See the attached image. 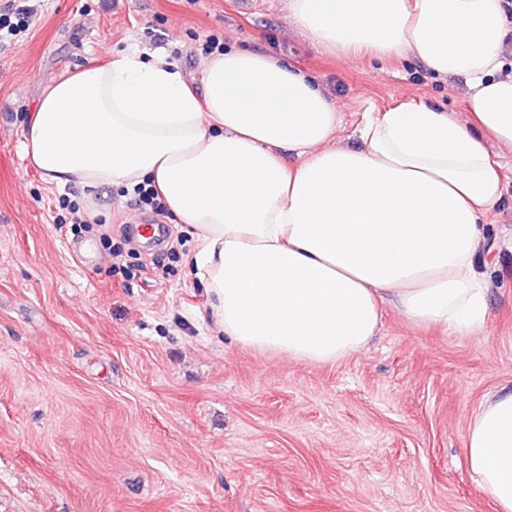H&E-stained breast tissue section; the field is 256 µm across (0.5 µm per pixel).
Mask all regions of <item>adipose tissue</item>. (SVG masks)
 I'll use <instances>...</instances> for the list:
<instances>
[{
	"label": "adipose tissue",
	"mask_w": 512,
	"mask_h": 512,
	"mask_svg": "<svg viewBox=\"0 0 512 512\" xmlns=\"http://www.w3.org/2000/svg\"><path fill=\"white\" fill-rule=\"evenodd\" d=\"M288 13L328 53L465 78L466 122L404 102L340 147L336 104L279 60L214 52L197 92L168 55L131 46L44 83L24 161L88 209L102 187H156L191 229L215 325L243 347L336 362L377 335L389 301L408 322L480 335L481 220L512 148L503 0H288ZM464 444L481 491L512 512V391L481 406Z\"/></svg>",
	"instance_id": "ef3b65f1"
}]
</instances>
